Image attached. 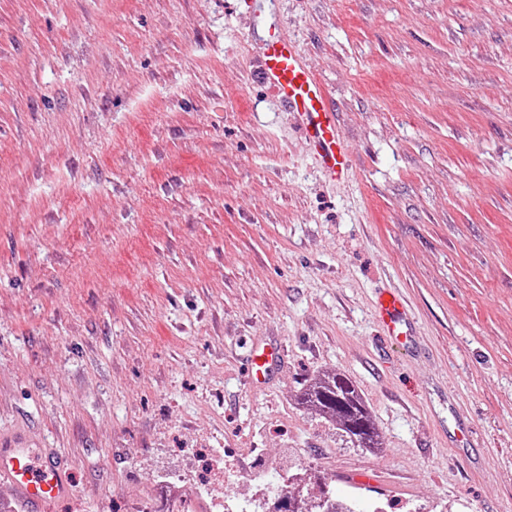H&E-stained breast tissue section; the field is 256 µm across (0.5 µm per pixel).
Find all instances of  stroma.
<instances>
[{
	"instance_id": "stroma-1",
	"label": "stroma",
	"mask_w": 512,
	"mask_h": 512,
	"mask_svg": "<svg viewBox=\"0 0 512 512\" xmlns=\"http://www.w3.org/2000/svg\"><path fill=\"white\" fill-rule=\"evenodd\" d=\"M263 2L0 0V435L64 458L46 512H166L172 484L235 512L292 472L358 512H512V0ZM273 25L342 180L258 80ZM327 368L382 452L296 404ZM260 82L273 87L281 103L295 112L318 163L331 179H341L350 158L340 133L334 105L324 85L296 45L270 27L260 59ZM376 315L387 344L404 348L411 343L414 336L413 324L407 318L404 305L397 294L381 293L376 303ZM268 346V347H266ZM279 361V352L270 344L256 345L250 356V378L255 386L264 384L272 367Z\"/></svg>"
}]
</instances>
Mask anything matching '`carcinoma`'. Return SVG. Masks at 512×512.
<instances>
[{"mask_svg":"<svg viewBox=\"0 0 512 512\" xmlns=\"http://www.w3.org/2000/svg\"><path fill=\"white\" fill-rule=\"evenodd\" d=\"M296 404L336 423L343 436L357 448H383L378 428L362 394L340 371L326 369L295 396ZM277 512H355L327 491L315 495L304 486L291 493Z\"/></svg>","mask_w":512,"mask_h":512,"instance_id":"obj_1","label":"carcinoma"}]
</instances>
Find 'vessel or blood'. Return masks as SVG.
Instances as JSON below:
<instances>
[{"mask_svg": "<svg viewBox=\"0 0 512 512\" xmlns=\"http://www.w3.org/2000/svg\"><path fill=\"white\" fill-rule=\"evenodd\" d=\"M259 74L261 84L273 87L281 103L295 112L300 129L324 173L334 180L344 177L350 158L334 105L311 65L279 29L268 32ZM376 315L387 344L404 347L410 343L413 325L397 294H380ZM278 360L277 348L255 346L250 356L253 384H264ZM63 465L62 458L23 443L8 444L0 439V478L15 488L22 500V512H43L49 503L69 495L70 489L62 475Z\"/></svg>", "mask_w": 512, "mask_h": 512, "instance_id": "1", "label": "vessel or blood"}]
</instances>
